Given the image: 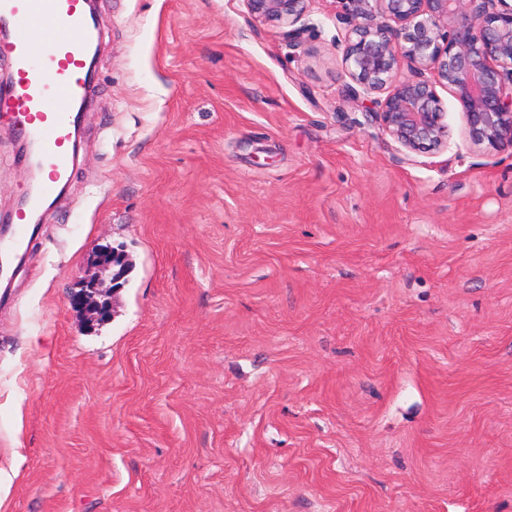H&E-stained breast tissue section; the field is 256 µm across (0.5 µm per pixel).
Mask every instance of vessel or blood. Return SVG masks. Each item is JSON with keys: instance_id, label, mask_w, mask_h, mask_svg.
<instances>
[{"instance_id": "b4317fda", "label": "vessel or blood", "mask_w": 512, "mask_h": 512, "mask_svg": "<svg viewBox=\"0 0 512 512\" xmlns=\"http://www.w3.org/2000/svg\"><path fill=\"white\" fill-rule=\"evenodd\" d=\"M0 22L9 36L0 42L12 80L0 88V110L35 143L42 179L29 206L52 196L74 163L72 131L89 92L87 56L99 29L86 0H0Z\"/></svg>"}]
</instances>
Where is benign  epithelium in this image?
Wrapping results in <instances>:
<instances>
[{
    "label": "benign epithelium",
    "instance_id": "obj_1",
    "mask_svg": "<svg viewBox=\"0 0 512 512\" xmlns=\"http://www.w3.org/2000/svg\"><path fill=\"white\" fill-rule=\"evenodd\" d=\"M258 21L292 27L308 0H244ZM345 33L336 41L354 98L370 99L386 133L410 152L448 146V124L435 86L452 93L470 141L512 149V5L506 0H337ZM408 68L410 74L403 73ZM387 91L383 98L378 93ZM95 274L75 301L96 321H106L110 302L101 285L118 289L125 254L102 247Z\"/></svg>",
    "mask_w": 512,
    "mask_h": 512
}]
</instances>
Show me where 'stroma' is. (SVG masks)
Here are the masks:
<instances>
[{"label": "stroma", "mask_w": 512, "mask_h": 512, "mask_svg": "<svg viewBox=\"0 0 512 512\" xmlns=\"http://www.w3.org/2000/svg\"><path fill=\"white\" fill-rule=\"evenodd\" d=\"M74 168L0 288L6 512H512V150L410 152L243 0H97ZM0 113V221L28 190ZM123 249L112 316L71 297Z\"/></svg>", "instance_id": "obj_1"}]
</instances>
